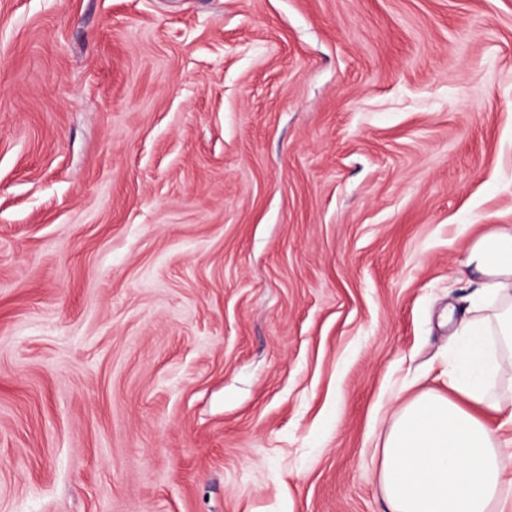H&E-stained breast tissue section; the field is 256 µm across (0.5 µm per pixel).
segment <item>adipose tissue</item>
I'll return each instance as SVG.
<instances>
[{"label": "adipose tissue", "mask_w": 512, "mask_h": 512, "mask_svg": "<svg viewBox=\"0 0 512 512\" xmlns=\"http://www.w3.org/2000/svg\"><path fill=\"white\" fill-rule=\"evenodd\" d=\"M464 265L480 282L449 345L448 391L405 401L386 432L388 512H512V400L498 387L512 382V225L471 238Z\"/></svg>", "instance_id": "ef3b65f1"}]
</instances>
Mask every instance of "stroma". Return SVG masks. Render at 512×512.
<instances>
[{
  "label": "stroma",
  "mask_w": 512,
  "mask_h": 512,
  "mask_svg": "<svg viewBox=\"0 0 512 512\" xmlns=\"http://www.w3.org/2000/svg\"><path fill=\"white\" fill-rule=\"evenodd\" d=\"M512 225V0H0V512H387Z\"/></svg>",
  "instance_id": "stroma-1"
}]
</instances>
